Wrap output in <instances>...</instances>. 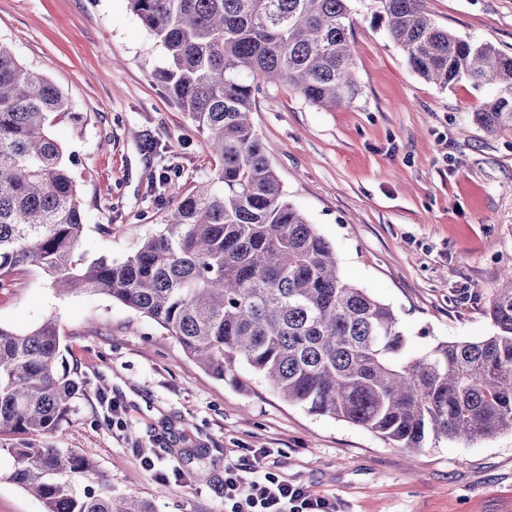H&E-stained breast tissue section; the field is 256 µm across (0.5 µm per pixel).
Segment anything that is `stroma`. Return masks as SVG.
Returning a JSON list of instances; mask_svg holds the SVG:
<instances>
[{"instance_id":"obj_1","label":"stroma","mask_w":512,"mask_h":512,"mask_svg":"<svg viewBox=\"0 0 512 512\" xmlns=\"http://www.w3.org/2000/svg\"><path fill=\"white\" fill-rule=\"evenodd\" d=\"M435 23L512 54V0H426ZM353 0L360 94L332 111L285 84L257 95L252 122L288 201L333 246L342 278L392 307L419 355L490 335L489 297L512 269V131L474 114L493 86L443 89L418 76ZM0 44L52 81L74 115L53 137L72 160L86 214L82 249L124 258L159 228L165 168L192 188L214 161L155 73L165 52L128 0H0ZM0 290V326L60 325L85 391L56 444L90 457L64 474L78 494H134L152 512H224V463L271 449L280 479L341 512H512V434L440 440L408 456L376 434L288 404L245 366L219 381L154 321L104 295L57 294L33 269ZM153 467H146V460ZM0 447V512H45L10 479Z\"/></svg>"}]
</instances>
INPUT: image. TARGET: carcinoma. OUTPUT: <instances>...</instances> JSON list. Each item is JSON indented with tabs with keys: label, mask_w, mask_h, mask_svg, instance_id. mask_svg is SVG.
I'll return each instance as SVG.
<instances>
[{
	"label": "carcinoma",
	"mask_w": 512,
	"mask_h": 512,
	"mask_svg": "<svg viewBox=\"0 0 512 512\" xmlns=\"http://www.w3.org/2000/svg\"><path fill=\"white\" fill-rule=\"evenodd\" d=\"M376 18L423 79L496 87L474 113L512 129V55L435 25L426 0H375ZM166 53L156 73L217 163L191 190L167 178L163 228L121 260L82 252L86 216L52 121L63 91L0 45V284L30 267L62 293L107 295L150 318L218 380L243 362L307 412L418 453L428 441L512 433V270L489 301L494 332L421 356L391 307L345 282L336 253L285 199L250 118L265 84L334 109L359 93L350 0H129ZM82 392L58 320L0 326V447L45 512H152L133 495L80 497L54 475L92 461L51 443Z\"/></svg>",
	"instance_id": "carcinoma-1"
}]
</instances>
